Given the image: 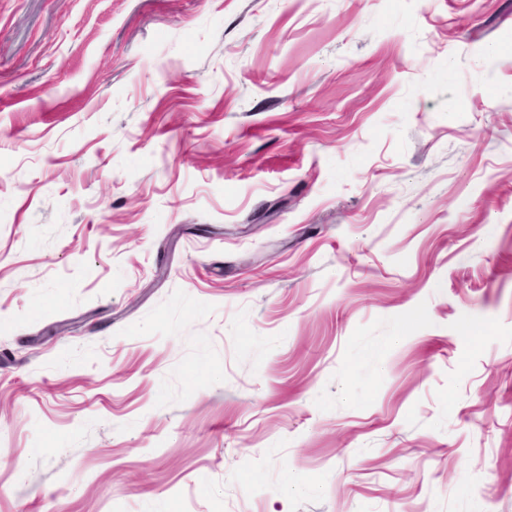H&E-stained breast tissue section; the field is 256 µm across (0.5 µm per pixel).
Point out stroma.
Wrapping results in <instances>:
<instances>
[{"mask_svg":"<svg viewBox=\"0 0 512 512\" xmlns=\"http://www.w3.org/2000/svg\"><path fill=\"white\" fill-rule=\"evenodd\" d=\"M0 512H512V0H0Z\"/></svg>","mask_w":512,"mask_h":512,"instance_id":"1","label":"stroma"}]
</instances>
